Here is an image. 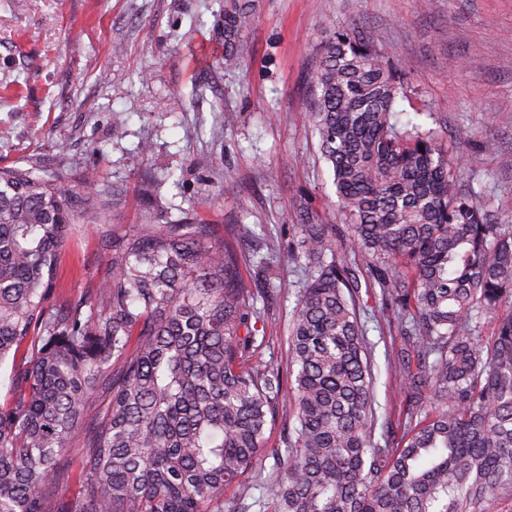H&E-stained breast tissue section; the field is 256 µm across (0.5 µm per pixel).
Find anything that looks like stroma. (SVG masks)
<instances>
[{
  "instance_id": "stroma-1",
  "label": "stroma",
  "mask_w": 512,
  "mask_h": 512,
  "mask_svg": "<svg viewBox=\"0 0 512 512\" xmlns=\"http://www.w3.org/2000/svg\"><path fill=\"white\" fill-rule=\"evenodd\" d=\"M246 13L238 66L224 67L227 16ZM364 33L404 72L400 121L436 112L464 162L460 183L512 223V0H0V166L94 170L124 202L119 225L150 206L198 212L245 252L275 248L261 359L288 369L289 322L305 272L286 258L300 203L332 214L336 196L305 118L325 24ZM150 142V155L139 151ZM492 149H484V142ZM208 156L209 167L196 164ZM93 230L60 256L58 299L104 277ZM378 416L401 397L385 365L397 327L369 328Z\"/></svg>"
}]
</instances>
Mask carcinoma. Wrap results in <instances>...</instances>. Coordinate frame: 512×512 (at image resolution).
<instances>
[{"mask_svg": "<svg viewBox=\"0 0 512 512\" xmlns=\"http://www.w3.org/2000/svg\"><path fill=\"white\" fill-rule=\"evenodd\" d=\"M239 13L226 31L236 62ZM319 138L351 248L399 321L389 372L402 416L377 426L360 283L329 224L300 210L290 258L307 277L290 323L292 370L253 363L268 288L200 215L150 212L119 231L121 189L0 166V512H498L512 506V224L460 190L462 163L432 127L398 126V70L335 30L310 74ZM74 224L108 271L52 304ZM493 335L482 341L486 316ZM103 405L83 422L95 398ZM295 419L258 461L267 418ZM260 495H255L254 491ZM295 426L294 419L291 418L285 410L279 409L277 415L270 419L265 443L266 452L258 463L262 476L267 477L275 471V455L274 450L281 448L282 451L288 445V437L294 438L293 428Z\"/></svg>", "mask_w": 512, "mask_h": 512, "instance_id": "1", "label": "carcinoma"}]
</instances>
